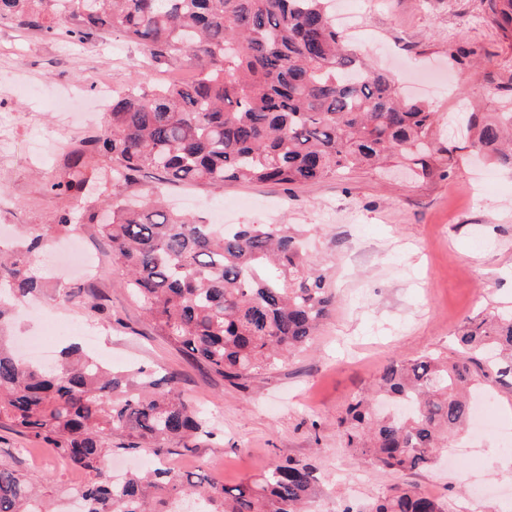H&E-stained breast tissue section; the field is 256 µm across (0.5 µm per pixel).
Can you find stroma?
<instances>
[{
	"label": "stroma",
	"mask_w": 512,
	"mask_h": 512,
	"mask_svg": "<svg viewBox=\"0 0 512 512\" xmlns=\"http://www.w3.org/2000/svg\"><path fill=\"white\" fill-rule=\"evenodd\" d=\"M372 41L353 42L359 55L387 68L398 87L435 74L449 84L424 99L439 114L436 138L453 146L440 155L446 178L379 176L365 171L287 189L277 184L206 186L167 185L172 207L218 224H287L304 230L306 250L324 264L337 303L311 343L276 369L255 375L242 386L194 361L173 346L148 319L142 304L124 285L125 275L109 248L91 241L102 274L81 278L58 264L37 301L45 314L74 324L72 339L95 333L91 353L115 367L164 368L178 373L185 398L206 414L217 415L213 434L192 450L172 444L168 461L232 487L262 473L273 461L294 458L312 463L316 493L308 512H342L408 485L441 500L449 512H512V452L497 439L479 450L454 449L455 470L444 461L410 473L374 470L342 446L337 420L354 396L366 391L392 359L424 351L452 354L454 336L467 318L485 311L512 309V172L497 170L482 183L483 165L474 159L460 129L468 112L456 97L465 93L477 111L498 108L494 91L512 79V31L493 24L485 0H357ZM32 72L40 98L13 97L0 102V122L13 131L6 154L7 181L0 196L11 200L9 227L44 224L68 213L71 224L84 222L86 203L112 192V171H93L81 193H62L67 159L56 164L33 152L38 137L55 133L70 139L104 122L108 108L92 96L71 104L76 122L62 126L52 104L55 93L103 69L115 88L136 73L151 82L186 79L200 68L197 59L153 57L116 34L96 33L69 44L52 36L27 34L0 25V51ZM75 291L71 305L57 306V287ZM94 289L100 310L87 309L84 290ZM0 464L39 477L51 497L70 481H87L80 469L65 471L50 448L0 426ZM492 484L472 498L464 476Z\"/></svg>",
	"instance_id": "1"
}]
</instances>
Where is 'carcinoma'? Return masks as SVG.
<instances>
[{
    "label": "carcinoma",
    "mask_w": 512,
    "mask_h": 512,
    "mask_svg": "<svg viewBox=\"0 0 512 512\" xmlns=\"http://www.w3.org/2000/svg\"><path fill=\"white\" fill-rule=\"evenodd\" d=\"M489 18L512 29V0H486ZM0 22L36 34L84 40L116 32L153 55L202 59L188 82L136 78L112 93L110 120L70 153L77 190L90 162L112 164L108 215L88 208L87 231L103 240L150 321L180 350L237 385L286 361L309 342L335 296L298 234L276 224L224 231L162 203L141 173L164 184L275 182L297 187L376 170L395 159L417 176L445 177L434 139L437 112L404 100L384 72L346 50L329 0H0ZM469 147L512 168V100L500 112L471 113ZM71 231L67 214L28 227L24 242L0 251V290L17 300L43 283L34 251ZM454 357L425 351L395 359L370 389L348 403L338 426L344 448L374 469L430 465L470 416L469 391L485 383L512 390V312L469 318ZM0 420L53 448L87 472L81 512H301L314 492V467L285 460L228 489L164 464L172 442L207 433L208 422L183 396L177 374L119 370L77 344L47 369L20 359L0 336ZM125 451L152 450L151 472L111 479L103 469L112 436ZM41 481L0 465V512H50ZM343 512H448L415 488Z\"/></svg>",
    "instance_id": "carcinoma-1"
}]
</instances>
